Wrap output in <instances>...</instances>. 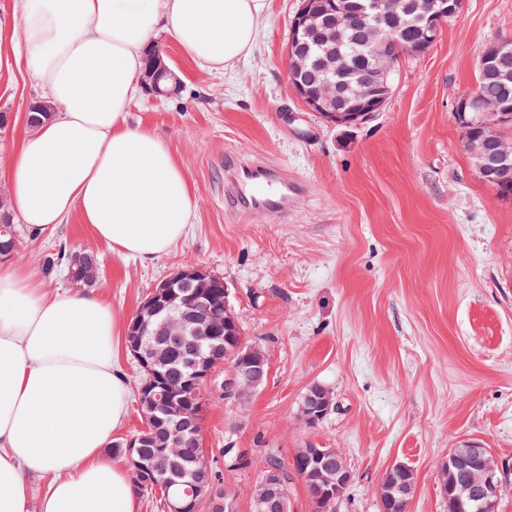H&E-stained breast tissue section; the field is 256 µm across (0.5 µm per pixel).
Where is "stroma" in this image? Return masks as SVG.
Returning a JSON list of instances; mask_svg holds the SVG:
<instances>
[{
    "label": "stroma",
    "instance_id": "stroma-1",
    "mask_svg": "<svg viewBox=\"0 0 512 512\" xmlns=\"http://www.w3.org/2000/svg\"><path fill=\"white\" fill-rule=\"evenodd\" d=\"M300 0H271L252 53L211 73L161 37L176 95L137 93L130 125L155 129L187 175L196 208L184 239L150 262L125 258L71 214L39 234L20 226L23 262L48 293L70 290L59 249L99 257L95 292L131 319L159 282L192 261L223 277L246 342L266 354L267 381L245 403L205 388L206 451L291 463L308 444L336 449L352 481L336 512H379L388 467L409 465L408 512H447L438 470L450 448L481 441L512 460V195L475 175L454 118L477 87L490 44L512 42V0H462L437 41L402 56L380 112L333 127L305 111L284 55ZM15 0H0L1 174L44 99L20 42ZM260 157L299 185L287 214L224 206V161ZM322 385L336 408L316 425L299 412Z\"/></svg>",
    "mask_w": 512,
    "mask_h": 512
}]
</instances>
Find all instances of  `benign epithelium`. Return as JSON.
I'll list each match as a JSON object with an SVG mask.
<instances>
[{"label":"benign epithelium","instance_id":"7a95c632","mask_svg":"<svg viewBox=\"0 0 512 512\" xmlns=\"http://www.w3.org/2000/svg\"><path fill=\"white\" fill-rule=\"evenodd\" d=\"M460 5L461 0H414L412 16L424 23V46L437 41L442 25L458 12ZM402 10V0H369L360 14L350 12L344 0H301L290 23L285 52L286 73L301 106L328 123L343 127L358 125L380 111L391 92L385 77L398 58L420 53L417 44H402L384 32L383 24L400 17ZM355 25L370 32V60L358 79L357 90L343 81L348 73V61L341 48L343 32ZM312 42L328 46L315 60L305 51ZM510 54L511 43L495 44L484 52L480 68H492ZM171 77L157 53L145 66L140 83L146 92L164 95L169 93L166 82ZM455 116L463 147L474 159L477 177L486 184L511 187L512 141L502 138L498 127L512 122V109L500 100L474 95L456 105ZM217 282H223V278L201 265L188 263L154 287L128 325L127 336L133 339L132 354L149 373L139 390L144 434L126 438V465L133 476L148 471L164 482L170 481L164 470L146 461L138 451L140 442L155 432L156 413L160 410L172 415L162 428V445L167 447L189 440L203 447L200 416L185 409V401L203 393L216 375V364L201 355L199 347L202 340L218 337L220 329L226 336L240 335L239 321L230 305L229 288H224L222 324H216L209 309L208 289ZM148 334L174 338L183 349L190 372L174 377L169 370L156 367L152 345L144 341ZM234 349L241 351V355L235 364L225 363L221 387L224 398L239 402L242 393L258 389L266 381L269 363L265 353L256 346L245 348L240 340ZM334 408V395L322 386L313 387L304 397L300 416L313 426ZM306 455V467L300 470V476L306 482L315 476L323 493L341 499L351 482L342 455L313 445ZM455 471H467L469 476L450 496L448 476ZM409 472L411 468L401 462L388 468V477L378 488L380 512H390V505L396 499L414 494L415 486L405 481ZM195 478L201 486L213 481L211 461L204 452L199 455ZM287 485L288 477L282 471L274 468L262 471L261 492L254 500V512H285ZM439 485L442 496L451 497L457 512H497L502 493L512 489V462L498 458L477 440H464L448 450Z\"/></svg>","mask_w":512,"mask_h":512}]
</instances>
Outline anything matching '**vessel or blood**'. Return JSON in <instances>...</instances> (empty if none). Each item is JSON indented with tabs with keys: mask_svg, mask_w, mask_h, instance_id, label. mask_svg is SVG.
Here are the masks:
<instances>
[{
	"mask_svg": "<svg viewBox=\"0 0 512 512\" xmlns=\"http://www.w3.org/2000/svg\"><path fill=\"white\" fill-rule=\"evenodd\" d=\"M226 206L258 210L277 216L288 210L291 185L277 168L258 160L226 162Z\"/></svg>",
	"mask_w": 512,
	"mask_h": 512,
	"instance_id": "obj_1",
	"label": "vessel or blood"
}]
</instances>
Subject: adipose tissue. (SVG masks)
<instances>
[{
    "instance_id": "adipose-tissue-1",
    "label": "adipose tissue",
    "mask_w": 512,
    "mask_h": 512,
    "mask_svg": "<svg viewBox=\"0 0 512 512\" xmlns=\"http://www.w3.org/2000/svg\"><path fill=\"white\" fill-rule=\"evenodd\" d=\"M27 65L54 110L5 174L12 213L41 233L79 213L120 255L178 244L195 198L157 131L125 116L144 53L169 34L201 68L248 57L269 0H18ZM127 327L91 292L48 296L0 268V512H137L108 449L128 409L116 358Z\"/></svg>"
}]
</instances>
